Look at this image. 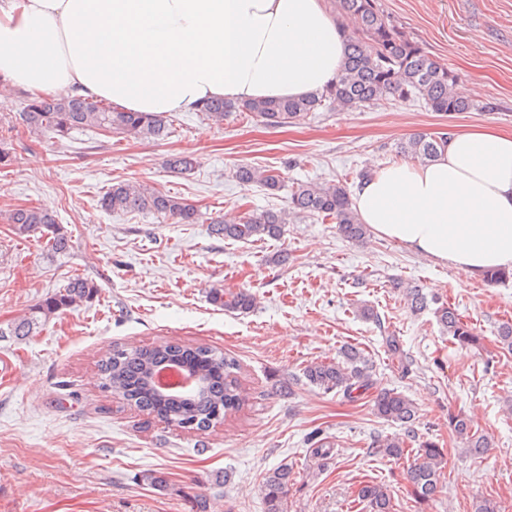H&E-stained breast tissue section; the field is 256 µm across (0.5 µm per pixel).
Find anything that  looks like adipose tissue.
Here are the masks:
<instances>
[{"mask_svg": "<svg viewBox=\"0 0 512 512\" xmlns=\"http://www.w3.org/2000/svg\"><path fill=\"white\" fill-rule=\"evenodd\" d=\"M349 21L327 0H0V79L129 112L301 98L339 72ZM362 223L479 275L512 268V135L452 133L426 165L362 183Z\"/></svg>", "mask_w": 512, "mask_h": 512, "instance_id": "adipose-tissue-1", "label": "adipose tissue"}]
</instances>
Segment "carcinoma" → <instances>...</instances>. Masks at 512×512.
<instances>
[{
  "label": "carcinoma",
  "instance_id": "carcinoma-1",
  "mask_svg": "<svg viewBox=\"0 0 512 512\" xmlns=\"http://www.w3.org/2000/svg\"><path fill=\"white\" fill-rule=\"evenodd\" d=\"M340 9L359 17L361 33L347 36L346 50L336 83L320 95L304 98L253 99L231 103L224 99L205 102L198 112L221 122L234 112H242L266 125L280 126L305 118L306 113L336 106L343 111L375 105L384 100L410 101L421 99L433 112L449 115L471 112L477 104L458 88V80L448 66L433 59L422 47L398 28L388 24L374 0H338ZM22 123L33 132L59 136L72 130L102 129L133 139H159L168 134L166 116L162 113L127 112L77 95H48L31 98L20 113ZM448 145V133L428 135L415 133L396 146L395 153L420 164L437 158ZM235 178L256 184L270 193L283 187L281 174L240 164ZM106 211L153 212L163 214L179 224H197L201 215L194 205L140 183L121 181L112 185L100 199ZM331 220L340 234L349 241L362 242L368 235L353 208L346 187L332 183H298L292 187L288 209H267L260 214L241 213L230 221L212 223V232L229 240L253 242L270 238L279 240L284 234L288 213ZM8 223L18 235L41 232L54 253L69 247L67 235L60 231L55 215L44 208H14ZM411 311L420 313L435 304L433 314L444 333L461 346L480 345V337L464 323L449 305L428 300L423 289L408 285L403 289ZM97 293L94 282L80 277L71 279L63 291L47 298L31 312L0 325V341L21 342L39 333L53 316L78 302L87 301ZM209 299L216 306L231 312L248 313L256 305L253 294L245 290L226 292L214 288ZM386 349L391 360L407 367V356L399 337L388 336ZM170 363L197 372L204 379L202 389L190 396L168 395L158 391L150 374ZM238 362L221 352L202 345L164 342L151 348L114 347L98 362L101 387L119 394L147 416L193 432H205L221 420L240 412L245 405L238 377ZM306 379L325 390L345 396L374 391L372 410L384 420L411 429L417 418V407L403 392L394 388H378L373 369L364 352L348 345L339 358L329 363H315L304 370ZM450 424L464 440L466 453L482 454L489 447L488 437L472 429L471 421L460 415ZM375 452L388 458H401L408 452L406 440L400 436L377 442ZM444 457L433 441L421 442L416 459L407 470V479L421 501L432 500L439 493ZM293 467L284 463L268 474L262 483L265 512H285L288 487L293 480ZM358 498L368 512H393L386 488L367 482L358 490Z\"/></svg>",
  "mask_w": 512,
  "mask_h": 512
}]
</instances>
